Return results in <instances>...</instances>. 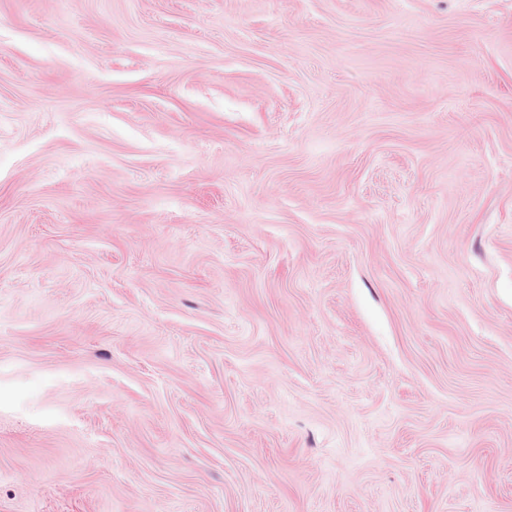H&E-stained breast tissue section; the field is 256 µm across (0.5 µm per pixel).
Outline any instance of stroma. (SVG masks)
I'll return each mask as SVG.
<instances>
[{"label":"stroma","mask_w":512,"mask_h":512,"mask_svg":"<svg viewBox=\"0 0 512 512\" xmlns=\"http://www.w3.org/2000/svg\"><path fill=\"white\" fill-rule=\"evenodd\" d=\"M0 512H512V0H0Z\"/></svg>","instance_id":"35a3bbf8"}]
</instances>
